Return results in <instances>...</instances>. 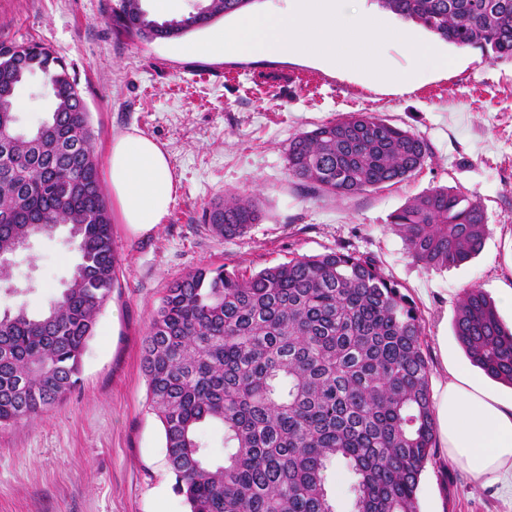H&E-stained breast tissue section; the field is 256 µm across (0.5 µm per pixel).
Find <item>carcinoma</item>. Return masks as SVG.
<instances>
[{"instance_id":"carcinoma-1","label":"carcinoma","mask_w":512,"mask_h":512,"mask_svg":"<svg viewBox=\"0 0 512 512\" xmlns=\"http://www.w3.org/2000/svg\"><path fill=\"white\" fill-rule=\"evenodd\" d=\"M254 0H201L158 27L141 0H119L116 26L143 40L179 39ZM438 39L512 61V0H375ZM44 76L51 108L40 134L13 132L25 77ZM0 254L68 225L78 258L46 311L0 312V427L60 404L80 380L97 316L116 286L112 224L93 131L68 63L37 43L0 40ZM425 139L352 112L288 144V172L313 191L350 195L404 181L429 156ZM261 210L232 192L204 210L233 238ZM409 257L426 270L479 254L481 205L448 187L391 215ZM455 336L474 365L512 385V331L480 289L463 291ZM422 317L375 258L344 247L298 255L246 275L197 269L171 282L142 350L149 409L189 512H335L327 471L350 474L352 512H418L420 475L436 448ZM224 431L232 452L209 461L198 430Z\"/></svg>"}]
</instances>
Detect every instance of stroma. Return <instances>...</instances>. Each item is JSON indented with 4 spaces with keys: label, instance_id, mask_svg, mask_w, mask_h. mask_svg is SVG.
Returning a JSON list of instances; mask_svg holds the SVG:
<instances>
[{
    "label": "stroma",
    "instance_id": "35a3bbf8",
    "mask_svg": "<svg viewBox=\"0 0 512 512\" xmlns=\"http://www.w3.org/2000/svg\"><path fill=\"white\" fill-rule=\"evenodd\" d=\"M118 0H0V39L38 42L71 65L106 164L114 135L137 128L167 150L179 179L165 223L140 231L112 222L118 284L84 353L81 381L60 405L0 428V512H188L174 489L164 430L147 405L144 338L168 284L201 267L250 274L296 255L345 244L374 257L407 289L423 318L430 382L442 355L471 362L454 334L464 289L490 297L512 288V62L446 42L448 71L398 94L301 56H202L189 44L117 34ZM24 129L50 109L41 74L18 89ZM369 112L424 138L422 169L403 182L337 196L304 188L287 168L288 144L317 125ZM482 205L489 234L470 262L425 270L390 225L409 199L436 187ZM228 192L254 197L262 218L240 237L213 233L205 208ZM75 251L65 232L39 238L0 279V309L40 311L69 279ZM447 341L440 353L439 341ZM419 512H512L499 481L473 480L444 449L421 474Z\"/></svg>",
    "mask_w": 512,
    "mask_h": 512
}]
</instances>
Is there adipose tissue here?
Listing matches in <instances>:
<instances>
[{"label":"adipose tissue","instance_id":"adipose-tissue-1","mask_svg":"<svg viewBox=\"0 0 512 512\" xmlns=\"http://www.w3.org/2000/svg\"><path fill=\"white\" fill-rule=\"evenodd\" d=\"M107 172L122 223L138 229L165 223L178 179L161 145L135 128L114 136ZM442 375L433 396L434 421L449 460L477 481L512 475V400L453 362H444Z\"/></svg>","mask_w":512,"mask_h":512}]
</instances>
